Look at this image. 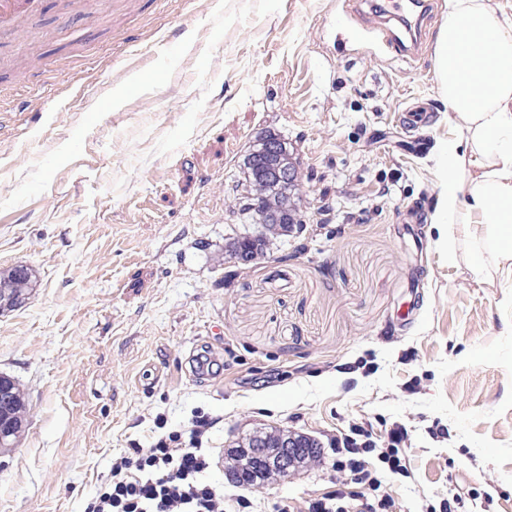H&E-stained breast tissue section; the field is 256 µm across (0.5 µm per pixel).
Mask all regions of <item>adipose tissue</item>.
<instances>
[{
    "label": "adipose tissue",
    "instance_id": "ef3b65f1",
    "mask_svg": "<svg viewBox=\"0 0 512 512\" xmlns=\"http://www.w3.org/2000/svg\"><path fill=\"white\" fill-rule=\"evenodd\" d=\"M435 70L450 112L462 117L467 141L449 143L451 160L468 156L481 174L469 185L447 176L437 219L453 223L459 213L487 225L486 250L473 261L484 270L486 255L512 262V26L502 24L481 0H448L438 34Z\"/></svg>",
    "mask_w": 512,
    "mask_h": 512
}]
</instances>
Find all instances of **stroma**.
<instances>
[{
    "label": "stroma",
    "instance_id": "obj_1",
    "mask_svg": "<svg viewBox=\"0 0 512 512\" xmlns=\"http://www.w3.org/2000/svg\"><path fill=\"white\" fill-rule=\"evenodd\" d=\"M448 0L419 57L381 43L365 0H44L24 40L0 30V271L39 286L0 313V373L30 405L0 467V512H85L113 461L215 425L221 459L254 431L318 440L403 425L408 473L385 475L400 512L458 498L512 512V266L474 269L484 227L435 223L444 147L466 138L436 77ZM436 123L416 154L409 98ZM297 160L301 234L245 269L228 217L256 139ZM426 220L411 241L398 212ZM334 454L244 487L256 512H303L336 487Z\"/></svg>",
    "mask_w": 512,
    "mask_h": 512
}]
</instances>
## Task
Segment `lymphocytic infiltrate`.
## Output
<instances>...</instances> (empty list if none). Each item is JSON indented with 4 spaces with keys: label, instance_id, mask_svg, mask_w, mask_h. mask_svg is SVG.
Returning <instances> with one entry per match:
<instances>
[{
    "label": "lymphocytic infiltrate",
    "instance_id": "1",
    "mask_svg": "<svg viewBox=\"0 0 512 512\" xmlns=\"http://www.w3.org/2000/svg\"><path fill=\"white\" fill-rule=\"evenodd\" d=\"M212 419H193L187 447L180 434H169L149 448H134L112 466V482L90 502L85 512H248L251 501L240 495L227 509L224 489L210 478L211 454L201 445ZM408 432L394 426L388 445L374 449L366 430L335 442L334 466L340 475L335 490L307 501L305 512H349L353 496H360V512H394L395 502L382 487L381 474H406ZM376 454L378 470L368 468L367 454Z\"/></svg>",
    "mask_w": 512,
    "mask_h": 512
}]
</instances>
